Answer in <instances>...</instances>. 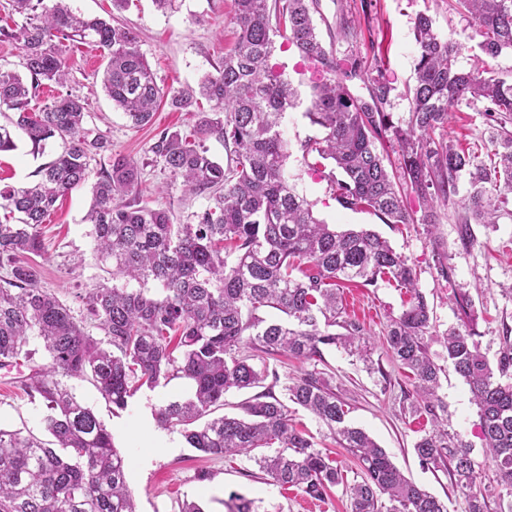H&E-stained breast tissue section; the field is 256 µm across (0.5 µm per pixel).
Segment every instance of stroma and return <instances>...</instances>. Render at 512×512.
Returning a JSON list of instances; mask_svg holds the SVG:
<instances>
[{
	"label": "stroma",
	"mask_w": 512,
	"mask_h": 512,
	"mask_svg": "<svg viewBox=\"0 0 512 512\" xmlns=\"http://www.w3.org/2000/svg\"><path fill=\"white\" fill-rule=\"evenodd\" d=\"M69 4L86 16L113 15L119 23L134 28L158 84L164 87L196 85L204 73L221 62L225 48L234 40L230 22L233 0H176L174 9L167 12L156 10L152 0H130L129 7L119 13L113 12L112 0H69ZM421 14L432 18L439 35L451 37L460 45L461 69L482 67L501 78H512V53L494 59L482 54L475 27L456 10L454 0H372L368 7L362 0H318L314 19L323 44L337 58L357 59L368 71L373 70L375 57L384 58L385 76L394 88L389 110L395 121L402 123L411 107L408 89L414 82L418 49L414 21ZM342 16L356 30L352 41L336 36V22ZM66 56V87L85 98L89 127L108 137L113 152L142 163L138 188L141 202L169 208L173 223L189 222L192 212L203 205V198L185 193L180 181L163 168L148 164L147 158L150 145L163 129L192 135L197 114L165 102L150 124L132 127L100 87L105 65L103 51L89 42H71ZM281 130L290 151L288 174L300 193L313 203L315 215L340 230L362 226L372 229L407 257L416 270L418 287L433 309L437 334H444L458 323L448 301L452 288L468 290L478 316L481 349L488 358H495L503 325L512 326V219L502 218L493 226L473 225L475 242L465 245L458 235L462 209L457 199L436 203L437 223L431 229L421 224L422 203L407 188L402 189L401 195L415 217L411 224L393 227L372 213L342 208L334 200L327 178L309 171L303 161L302 143L320 134L319 128L306 118L304 107L289 110ZM448 136L466 147L480 144L487 136L482 113L460 104L448 120ZM39 164L27 143L19 142L17 150L0 155V183L21 186L31 181ZM90 197V189L85 186L60 199L44 224V252L29 258L40 272L42 286L66 303L78 318L85 313L81 294L112 281L95 259L91 227L82 221ZM440 251L448 255L450 276L446 279L438 275L435 266ZM406 299L405 290L384 280L372 286H344L345 311L364 325L373 347L372 359L381 363L383 371L370 372L357 356L335 348L325 349L324 369L335 377L337 390L350 404L349 422L386 448L405 477L445 499L448 512H465L464 496L452 490L442 472L422 468L413 452L415 441L429 429L430 422L427 417L405 411L404 395L411 391L412 384L384 345L388 320L400 314ZM17 377V370L0 369V424L40 432L44 407L40 401L29 399ZM441 384L440 395L448 406L449 430L471 445L474 456H481L483 441L468 385L451 370L442 375ZM70 385L111 432L117 450L130 459L127 483L138 512H180L186 500L199 502L205 512H226L224 503L233 493L253 499L261 512H351L343 487L333 488L324 501L312 502L295 489L271 482L249 456L210 458L190 448L180 430L159 428L153 417L154 408L186 396L189 386L184 380L141 388L122 411L113 410L89 380L75 378ZM295 418L300 429L314 436L320 448L328 449L336 458L347 481L361 478L356 461L329 438L322 423L303 410ZM202 471L209 472L208 480H199Z\"/></svg>",
	"instance_id": "stroma-1"
}]
</instances>
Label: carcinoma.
Segmentation results:
<instances>
[{"label":"carcinoma","mask_w":512,"mask_h":512,"mask_svg":"<svg viewBox=\"0 0 512 512\" xmlns=\"http://www.w3.org/2000/svg\"><path fill=\"white\" fill-rule=\"evenodd\" d=\"M470 14L489 58L512 51V0H455ZM317 0H234L237 37L224 60L195 86L158 85L137 34L129 27L75 13L67 0H7L0 37L18 45L24 72L0 64V154L17 149L22 134L30 152L45 153L53 139L63 149L40 165L35 180L0 188V367L26 364L20 377L27 395L46 408V438L0 426V512H136L127 486L125 457L112 433L71 390L72 378H91L101 396L122 410L134 390L183 379L189 394L154 410L158 426L177 428L188 445L212 457L250 454L272 482L324 499L343 485L352 512H448V505L407 479L386 449L346 421L347 404L333 377L314 367L273 386L279 373L267 364L277 355L303 363L323 361L321 347L341 348L370 361L363 324L344 317L338 286L388 279L410 294L390 320L391 358L413 380L407 410L423 413L433 428L414 444L422 468L446 473L467 502V512H512V328L502 329L496 363L481 350L473 303L462 288L450 302L460 324L443 336L448 363L469 386L483 441V460L458 434L448 432L447 407L438 394L442 368L429 347L433 311L402 254L374 231H338L318 219L313 205L290 181L288 143L281 133L298 91L271 64L276 39L295 48L321 73L305 112L323 133L301 144L316 172L327 174L333 198L345 209L368 211L386 224H412L394 179L405 182L424 206L421 221L436 224L434 204L470 190L460 240L474 242L473 224L494 225L512 216V82L484 69L458 67L459 45L437 34L432 20L415 19L416 84L405 125L385 111L392 91L375 60L368 96L353 95L342 78H364L355 59L339 61L323 45L314 22ZM89 39L107 52L102 91L130 123L151 122L164 99L188 110L204 99L196 138L161 131L149 147L151 162L186 191L205 195L206 206L188 224L170 211L126 197L137 190L136 161L112 152L107 137L86 127V101L72 93L36 111L31 102L43 85L64 86L69 75L65 41ZM480 102L488 120L490 150L482 155L448 139V117L459 103ZM392 134L401 159L391 173L375 141ZM224 143L226 163L214 160L202 140ZM108 166L91 187L84 221L91 224L93 252L112 267V284L86 290L87 319L41 286L27 256L44 251L42 226L58 199L82 187L96 157ZM156 285L155 289L148 285ZM274 309L285 319L259 315ZM339 326L344 332L337 333ZM99 335H94V332ZM44 348L46 362L36 360ZM261 360V365L253 363ZM272 378V385L264 382ZM265 387L241 405L242 414L207 419L230 390ZM313 414L332 439L359 461L362 480L345 484L342 468L293 422L294 410ZM228 512H256L255 501L232 494Z\"/></svg>","instance_id":"1"}]
</instances>
